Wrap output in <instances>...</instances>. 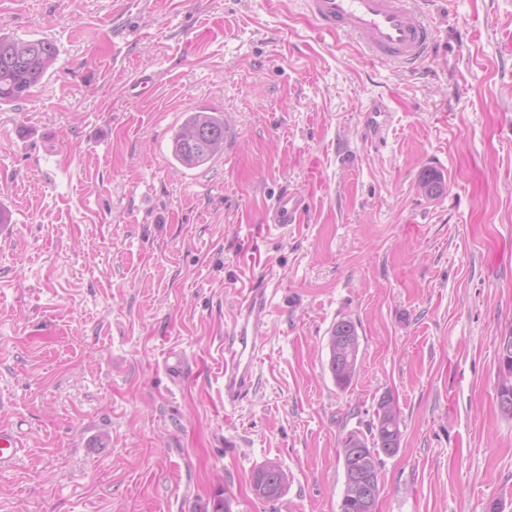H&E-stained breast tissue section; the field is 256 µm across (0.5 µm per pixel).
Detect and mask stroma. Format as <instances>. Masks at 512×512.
<instances>
[{"label": "stroma", "mask_w": 512, "mask_h": 512, "mask_svg": "<svg viewBox=\"0 0 512 512\" xmlns=\"http://www.w3.org/2000/svg\"><path fill=\"white\" fill-rule=\"evenodd\" d=\"M425 11L446 54L410 71L301 0H0V32L57 47L0 107V428L23 443L0 512H209L220 489L233 512H338L341 441L386 394L402 439L377 512H512V0ZM201 106L235 138L188 171L171 137ZM285 191L300 223L257 234ZM253 281L271 298L258 379L228 407L224 340ZM342 319L361 342L344 391ZM271 461L274 503L251 489ZM389 113L382 104L375 103L363 115V125L371 141L382 142L388 125ZM337 336H346L350 346L342 362L340 355L336 353ZM327 346L329 350L328 370L332 379L339 390H347L359 371L360 336L355 323L348 319L336 322L329 331ZM287 482V474L275 462L266 463L253 474V491L255 495L266 501L279 499Z\"/></svg>", "instance_id": "obj_1"}]
</instances>
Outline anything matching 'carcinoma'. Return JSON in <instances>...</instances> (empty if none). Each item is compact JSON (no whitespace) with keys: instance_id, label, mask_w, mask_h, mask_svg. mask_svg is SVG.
I'll use <instances>...</instances> for the list:
<instances>
[{"instance_id":"carcinoma-1","label":"carcinoma","mask_w":512,"mask_h":512,"mask_svg":"<svg viewBox=\"0 0 512 512\" xmlns=\"http://www.w3.org/2000/svg\"><path fill=\"white\" fill-rule=\"evenodd\" d=\"M57 56L53 42L47 39L21 41L13 36L0 33V107L12 104L38 85L46 75ZM224 149V114L211 116L187 112L180 127L171 138V155L179 165L195 161L198 166L209 165ZM424 193L437 195L443 190L441 178L434 172H427L420 180ZM348 339L349 350L345 358L336 353V337ZM328 370L336 387L347 390L359 371L360 336L355 323L348 319L336 322L329 331ZM400 412L391 395L386 394L377 402L375 420L368 428L369 435L351 432L342 442L339 457L342 458L345 483L339 512H369V506L376 505L380 487L370 494V503H361L350 497L347 488L353 479L350 459L346 450L353 448L358 455L369 459L375 470H380L381 456L397 453L401 444ZM287 482V474L275 462L267 463L253 474V491L266 501L279 499Z\"/></svg>"}]
</instances>
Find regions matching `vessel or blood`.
<instances>
[{
    "instance_id": "vessel-or-blood-1",
    "label": "vessel or blood",
    "mask_w": 512,
    "mask_h": 512,
    "mask_svg": "<svg viewBox=\"0 0 512 512\" xmlns=\"http://www.w3.org/2000/svg\"><path fill=\"white\" fill-rule=\"evenodd\" d=\"M304 6L324 32L340 30L360 35L373 57L415 67L439 52L438 35L411 0H303ZM389 114L374 104L363 115L371 141L385 138ZM304 209L302 199L283 193L270 205L265 226L285 230L297 223ZM270 314L267 290L259 284L243 289L229 339L224 344V401L234 405L245 398L257 381L256 361L260 351L257 333Z\"/></svg>"
}]
</instances>
